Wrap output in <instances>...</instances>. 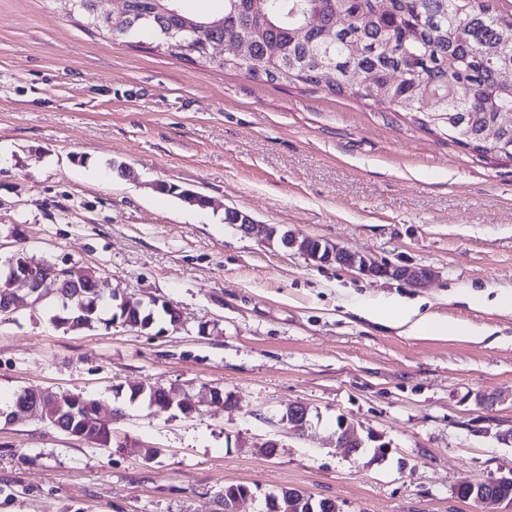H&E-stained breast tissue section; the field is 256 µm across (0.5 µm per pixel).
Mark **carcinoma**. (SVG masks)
Instances as JSON below:
<instances>
[{"label": "carcinoma", "instance_id": "1", "mask_svg": "<svg viewBox=\"0 0 512 512\" xmlns=\"http://www.w3.org/2000/svg\"><path fill=\"white\" fill-rule=\"evenodd\" d=\"M123 18L99 21V33L139 48L144 43L161 48L179 60L185 54L171 46L183 44L195 61L214 69H233L255 78L317 87L311 73L324 64L336 69L338 79L360 70L382 89L380 100L406 112L420 111L431 99L438 112L432 122L442 131L463 132L477 144L491 126L498 127L499 140L512 159V85L497 80V73L512 67V13L493 8L490 0H220L212 13L195 12L186 0H127ZM352 17L349 27H334L336 9ZM316 11L322 24L300 33L305 14ZM238 39L249 43L245 60L215 61L207 48L215 42ZM359 41L364 51L351 56L347 43ZM454 57L457 70L448 71L444 60ZM98 272L77 282L73 292L82 310L62 308L54 323L69 330L91 328L98 323L119 322L130 329L150 330L157 318L171 321L166 304L143 305L128 297L120 309L107 304L110 318L101 317L102 297L95 288ZM71 292V293H73ZM66 291L63 297H71ZM224 400V390L203 387L200 399L189 407L197 413L211 401ZM64 419L66 436L105 446L112 441L113 421L102 418L95 400L80 393L61 392L48 408ZM491 492L512 495V472L484 481Z\"/></svg>", "mask_w": 512, "mask_h": 512}]
</instances>
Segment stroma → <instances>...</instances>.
<instances>
[{
  "instance_id": "obj_1",
  "label": "stroma",
  "mask_w": 512,
  "mask_h": 512,
  "mask_svg": "<svg viewBox=\"0 0 512 512\" xmlns=\"http://www.w3.org/2000/svg\"><path fill=\"white\" fill-rule=\"evenodd\" d=\"M229 209L431 277L314 265L226 224ZM20 248L182 322L68 331L48 304L1 315L0 403L70 391L108 418L114 387L137 383L177 400L218 385L230 401L188 417L124 404L107 447L0 419V512H223L231 483L343 512H497L454 489L512 472V313L451 294L512 292V160L348 91L192 65L87 31L56 0H0V259ZM353 294L487 336H407L347 311ZM292 404L310 412L304 433L279 420ZM340 417L387 458L337 447Z\"/></svg>"
}]
</instances>
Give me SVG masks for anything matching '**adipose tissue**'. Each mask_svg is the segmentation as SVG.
Wrapping results in <instances>:
<instances>
[{"label":"adipose tissue","mask_w":512,"mask_h":512,"mask_svg":"<svg viewBox=\"0 0 512 512\" xmlns=\"http://www.w3.org/2000/svg\"><path fill=\"white\" fill-rule=\"evenodd\" d=\"M352 309L358 315L378 323L405 328L413 335L444 336L450 333L465 336L473 340L483 339L482 328L474 325L448 326L446 323L420 314L417 306L398 298H389L380 302H357Z\"/></svg>","instance_id":"1"}]
</instances>
